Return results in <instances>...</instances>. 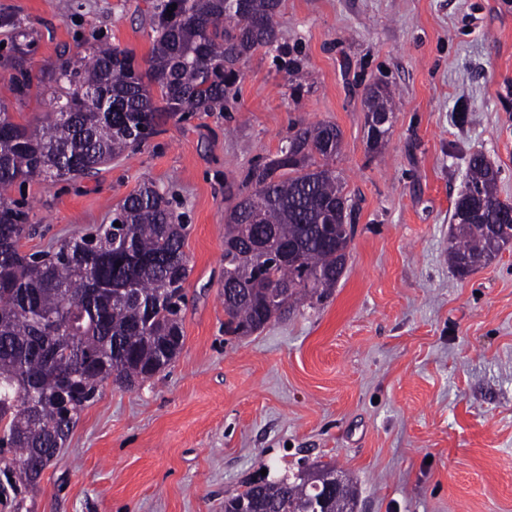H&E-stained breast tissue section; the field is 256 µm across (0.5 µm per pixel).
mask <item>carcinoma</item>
I'll use <instances>...</instances> for the list:
<instances>
[{
	"label": "carcinoma",
	"instance_id": "carcinoma-1",
	"mask_svg": "<svg viewBox=\"0 0 512 512\" xmlns=\"http://www.w3.org/2000/svg\"><path fill=\"white\" fill-rule=\"evenodd\" d=\"M280 9L281 0H248L244 8L230 0H152L145 67L131 51L101 42L86 56L61 51L38 76L31 32L0 17V27L11 29L0 64L11 71L15 99L24 102L36 82L50 106L25 124L0 108V499L17 512L41 478L43 458L64 446L103 383L131 389L180 354L190 267L187 225L150 182L112 210V223L60 242L49 259L21 253L35 229L7 190L19 181L95 175L171 119L224 111L241 74L234 64L279 47ZM364 96L369 115L395 110L382 83L368 84ZM341 148L336 125L297 122L279 152L238 185L224 215L236 239L224 252V333L251 335L336 287L353 234L344 178L330 166ZM497 182L498 169L474 152L448 247L462 275L512 242V205L499 199ZM260 251L292 258L260 267ZM271 284L287 297L269 300ZM344 488L330 495L329 512H354L353 482ZM318 509L317 492L298 474L224 499V512Z\"/></svg>",
	"mask_w": 512,
	"mask_h": 512
}]
</instances>
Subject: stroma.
Masks as SVG:
<instances>
[{
  "label": "stroma",
  "instance_id": "obj_1",
  "mask_svg": "<svg viewBox=\"0 0 512 512\" xmlns=\"http://www.w3.org/2000/svg\"><path fill=\"white\" fill-rule=\"evenodd\" d=\"M149 0H0L29 26L34 68L105 39L148 56ZM281 50L244 64L223 111L169 121L97 176L14 186L26 253L109 223L144 182L189 233L184 346L127 390L104 383L26 498L28 512H224L262 473L329 464L357 512H512V243L448 263L468 158L512 203V0H283ZM306 73L292 92L277 59ZM398 108L367 150L364 88ZM342 132L354 205L347 268L323 303L224 333V215L293 123Z\"/></svg>",
  "mask_w": 512,
  "mask_h": 512
}]
</instances>
